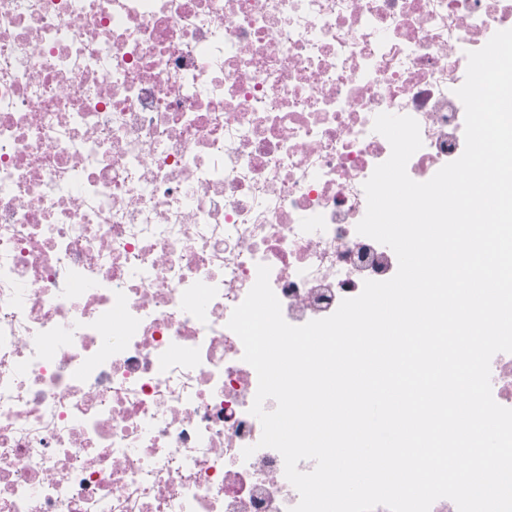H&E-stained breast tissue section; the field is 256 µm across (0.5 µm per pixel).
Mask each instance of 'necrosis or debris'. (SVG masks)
Masks as SVG:
<instances>
[{"mask_svg": "<svg viewBox=\"0 0 512 512\" xmlns=\"http://www.w3.org/2000/svg\"><path fill=\"white\" fill-rule=\"evenodd\" d=\"M505 29L512 0H0V512H289L231 314L261 264L294 326L395 275L356 231L374 118L418 121L431 179Z\"/></svg>", "mask_w": 512, "mask_h": 512, "instance_id": "1", "label": "necrosis or debris"}]
</instances>
